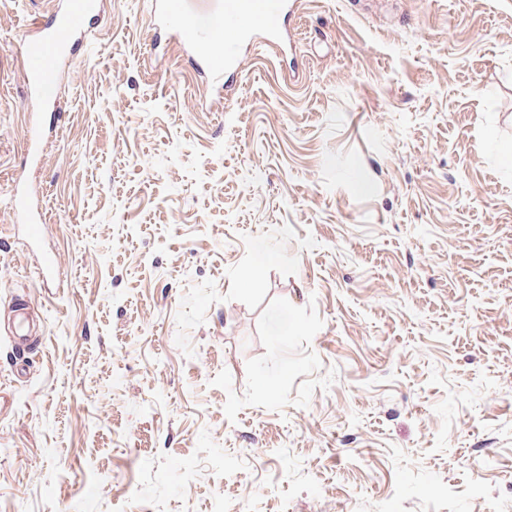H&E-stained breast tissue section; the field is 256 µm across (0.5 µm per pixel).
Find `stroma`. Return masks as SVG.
<instances>
[{"label": "stroma", "instance_id": "1", "mask_svg": "<svg viewBox=\"0 0 512 512\" xmlns=\"http://www.w3.org/2000/svg\"><path fill=\"white\" fill-rule=\"evenodd\" d=\"M63 3L0 0V512H512V0H296L223 87L101 0L37 113ZM92 8L91 0H67L63 10L49 15V25L39 22L40 36L26 53L27 95L36 106L55 101L59 62L72 50V36L85 27Z\"/></svg>", "mask_w": 512, "mask_h": 512}]
</instances>
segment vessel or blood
I'll use <instances>...</instances> for the list:
<instances>
[{
	"instance_id": "vessel-or-blood-1",
	"label": "vessel or blood",
	"mask_w": 512,
	"mask_h": 512,
	"mask_svg": "<svg viewBox=\"0 0 512 512\" xmlns=\"http://www.w3.org/2000/svg\"><path fill=\"white\" fill-rule=\"evenodd\" d=\"M209 2L212 9L204 15L190 8L188 0H151L150 14L154 25L192 49L198 64L214 79L246 70L245 46L254 37L275 49L287 45L289 0ZM92 8V0H66L64 9L40 25L39 36L26 54L27 95L36 106L44 108L55 101L59 63L71 51L72 36L84 28Z\"/></svg>"
}]
</instances>
